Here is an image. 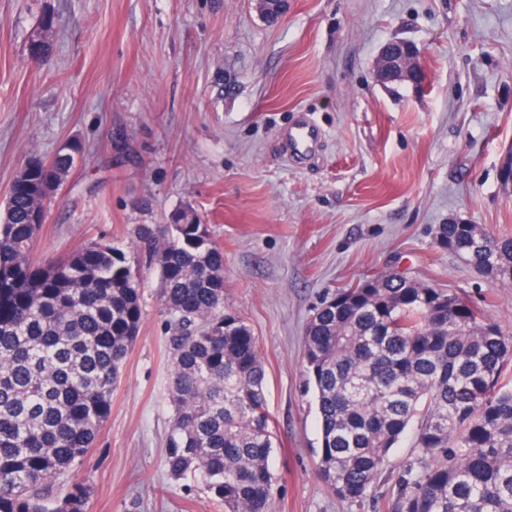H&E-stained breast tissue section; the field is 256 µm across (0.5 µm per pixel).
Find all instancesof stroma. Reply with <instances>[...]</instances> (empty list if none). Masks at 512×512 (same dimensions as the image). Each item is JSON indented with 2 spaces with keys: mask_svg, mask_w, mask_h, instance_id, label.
I'll list each match as a JSON object with an SVG mask.
<instances>
[{
  "mask_svg": "<svg viewBox=\"0 0 512 512\" xmlns=\"http://www.w3.org/2000/svg\"><path fill=\"white\" fill-rule=\"evenodd\" d=\"M47 32L50 53L29 44ZM416 44L428 85H381V47ZM317 124L311 159L285 133ZM82 144L45 200L36 243L50 260L90 239L192 209L224 249V307L265 363L277 435L276 512H387L406 433L363 500L316 471L320 429L302 342L338 289L388 271L464 294L512 333V286L440 248L454 220L512 235V0H0V201L32 159ZM145 317L90 453L88 512H215L168 476L169 327L144 273Z\"/></svg>",
  "mask_w": 512,
  "mask_h": 512,
  "instance_id": "stroma-1",
  "label": "stroma"
}]
</instances>
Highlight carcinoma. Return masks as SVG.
Wrapping results in <instances>:
<instances>
[{"label":"carcinoma","instance_id":"cac0c4a2","mask_svg":"<svg viewBox=\"0 0 512 512\" xmlns=\"http://www.w3.org/2000/svg\"><path fill=\"white\" fill-rule=\"evenodd\" d=\"M82 154L63 144L0 208V512H87L83 466L144 317L143 272L123 244L34 257L33 211ZM135 234L172 330L168 475L219 512H274L266 370L250 328L224 309V250L188 214ZM436 243L512 285L511 235L440 224ZM303 359L317 473L337 498H365L413 427L432 464L403 470L388 512H512V336L460 293L390 272L343 288L308 323Z\"/></svg>","mask_w":512,"mask_h":512}]
</instances>
